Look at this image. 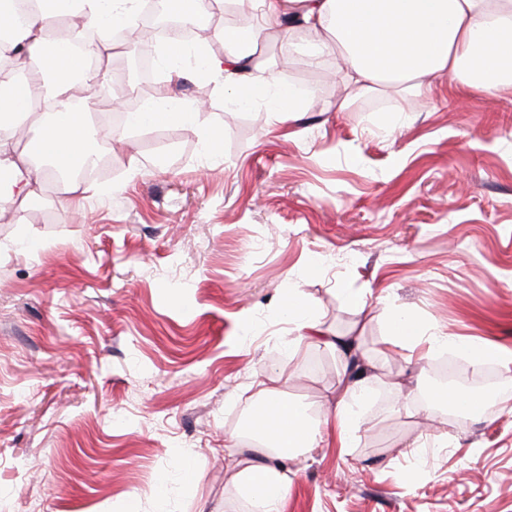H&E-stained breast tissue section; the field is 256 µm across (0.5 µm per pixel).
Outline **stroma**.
<instances>
[{
  "label": "stroma",
  "instance_id": "obj_1",
  "mask_svg": "<svg viewBox=\"0 0 512 512\" xmlns=\"http://www.w3.org/2000/svg\"><path fill=\"white\" fill-rule=\"evenodd\" d=\"M260 49L290 120L203 71L172 90L169 63L217 50L171 61L160 43L156 97L203 104L195 124L118 140L92 121L100 193L71 207L45 182L0 205V512H247L232 439H250L258 382L313 415L344 369L289 347L292 289L375 377L347 447L291 464L282 512H512V372L497 411L459 418L433 397V357L387 343L400 312L452 335L461 363L467 343L512 350V93L460 104L443 79L423 102L335 112V57L314 73L279 39Z\"/></svg>",
  "mask_w": 512,
  "mask_h": 512
}]
</instances>
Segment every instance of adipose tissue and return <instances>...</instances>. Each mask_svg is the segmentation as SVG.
Here are the masks:
<instances>
[{
    "instance_id": "1",
    "label": "adipose tissue",
    "mask_w": 512,
    "mask_h": 512,
    "mask_svg": "<svg viewBox=\"0 0 512 512\" xmlns=\"http://www.w3.org/2000/svg\"><path fill=\"white\" fill-rule=\"evenodd\" d=\"M234 11L258 20L253 38L272 34L289 40L295 32L308 34L305 56L318 62L336 55V75L347 93L335 109L348 111L353 101L377 88L399 95L426 97L436 80L447 79L461 93L489 98L512 91V0H227ZM137 0H47L33 20L13 22L0 5V29H10L13 44L26 52L32 78L7 86L0 94V202L35 195L33 167L8 149V130L15 121L53 101L55 111L42 116L41 147L68 144L84 167L98 157L86 145V116L77 112L68 95L73 74L81 66L76 56L64 53L61 42L49 40L48 28L72 11L87 21L111 27L129 21ZM224 55L207 58L208 73L232 86L262 91L275 82L273 71L241 44L235 29L219 31ZM294 325V343L317 341L342 359L356 353L352 336H328L309 314L301 294L289 293L285 302ZM341 389L329 398L332 416L309 420L305 409L280 400L270 387L261 388L252 405V433L269 447L270 461L238 462L234 484L254 512H280L288 494V464L319 445L346 447L353 429L355 403L366 387L361 378L343 373Z\"/></svg>"
}]
</instances>
